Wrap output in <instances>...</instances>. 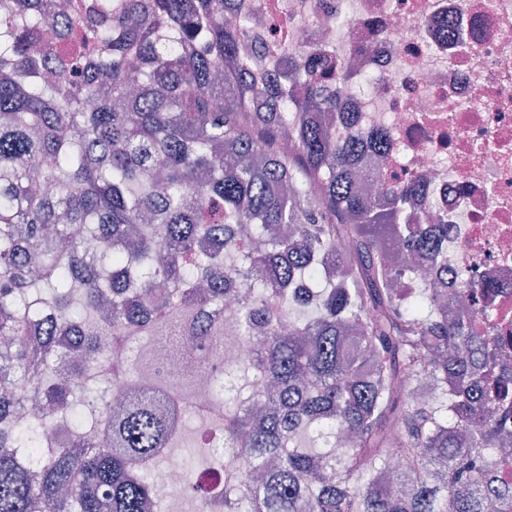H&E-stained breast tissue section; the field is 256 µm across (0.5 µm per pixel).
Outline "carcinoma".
<instances>
[{
    "mask_svg": "<svg viewBox=\"0 0 512 512\" xmlns=\"http://www.w3.org/2000/svg\"><path fill=\"white\" fill-rule=\"evenodd\" d=\"M237 2L0 14V512H150L190 441L218 463L192 485L208 512H512V374L482 380L509 337L448 319V225L404 211L419 180L355 191L325 50L250 82ZM76 27L106 53L57 54ZM465 292L490 315L485 283ZM229 320L256 349L226 368ZM159 339L207 354L186 373ZM37 399L67 446L19 420Z\"/></svg>",
    "mask_w": 512,
    "mask_h": 512,
    "instance_id": "obj_1",
    "label": "carcinoma"
}]
</instances>
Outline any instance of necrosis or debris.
Instances as JSON below:
<instances>
[{"instance_id": "1", "label": "necrosis or debris", "mask_w": 512, "mask_h": 512, "mask_svg": "<svg viewBox=\"0 0 512 512\" xmlns=\"http://www.w3.org/2000/svg\"><path fill=\"white\" fill-rule=\"evenodd\" d=\"M230 20L257 86L311 46L350 74L349 88L328 87L337 136L389 130V152L365 169L420 177L407 208L444 216L449 288L483 276L491 328L512 331V0H241Z\"/></svg>"}]
</instances>
